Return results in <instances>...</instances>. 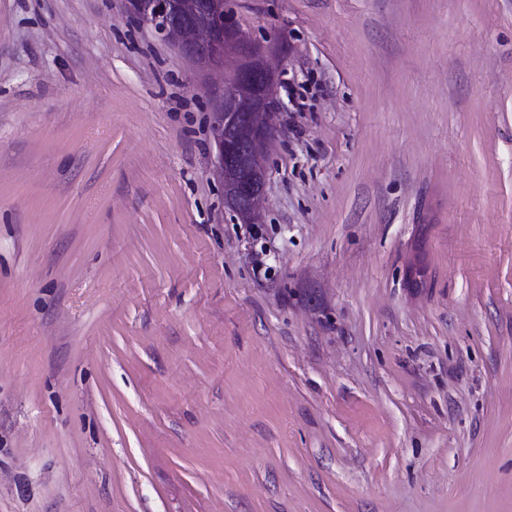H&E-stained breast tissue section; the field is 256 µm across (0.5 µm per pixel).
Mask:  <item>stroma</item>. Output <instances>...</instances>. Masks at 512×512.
Instances as JSON below:
<instances>
[{
	"label": "stroma",
	"mask_w": 512,
	"mask_h": 512,
	"mask_svg": "<svg viewBox=\"0 0 512 512\" xmlns=\"http://www.w3.org/2000/svg\"><path fill=\"white\" fill-rule=\"evenodd\" d=\"M235 6L290 79L257 241L220 73L0 0V512H512V0Z\"/></svg>",
	"instance_id": "stroma-1"
}]
</instances>
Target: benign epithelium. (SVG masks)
Returning <instances> with one entry per match:
<instances>
[{
    "instance_id": "obj_1",
    "label": "benign epithelium",
    "mask_w": 512,
    "mask_h": 512,
    "mask_svg": "<svg viewBox=\"0 0 512 512\" xmlns=\"http://www.w3.org/2000/svg\"><path fill=\"white\" fill-rule=\"evenodd\" d=\"M134 22L150 27L223 85L213 113L214 172L234 221L256 227L268 182L265 152L282 107V70L266 61V46L239 23L228 0H123Z\"/></svg>"
}]
</instances>
